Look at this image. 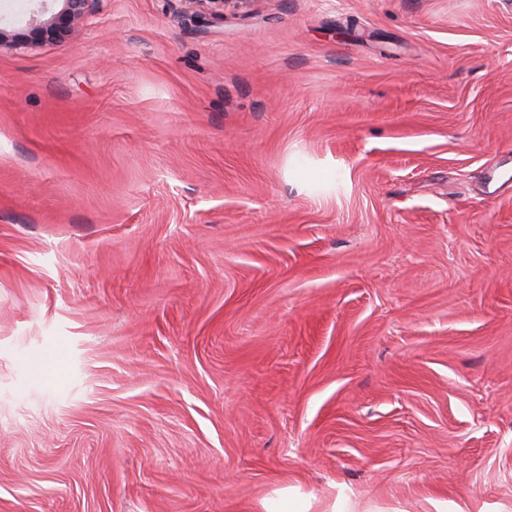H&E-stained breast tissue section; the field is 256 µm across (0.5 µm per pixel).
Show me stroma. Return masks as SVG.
Instances as JSON below:
<instances>
[{
  "label": "stroma",
  "mask_w": 512,
  "mask_h": 512,
  "mask_svg": "<svg viewBox=\"0 0 512 512\" xmlns=\"http://www.w3.org/2000/svg\"><path fill=\"white\" fill-rule=\"evenodd\" d=\"M512 512V0H102L0 50V512ZM255 0H168L183 14H193L197 17H209L212 22H224V12L227 8L238 9Z\"/></svg>",
  "instance_id": "stroma-1"
}]
</instances>
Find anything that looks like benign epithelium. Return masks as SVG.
Listing matches in <instances>:
<instances>
[{"label": "benign epithelium", "instance_id": "7a95c632", "mask_svg": "<svg viewBox=\"0 0 512 512\" xmlns=\"http://www.w3.org/2000/svg\"><path fill=\"white\" fill-rule=\"evenodd\" d=\"M60 9L46 14L34 13L28 21V32L0 25V48H13L33 42H57L74 34L81 23L98 7L101 0H57ZM184 14L223 21L228 8L238 9L253 0H168Z\"/></svg>", "mask_w": 512, "mask_h": 512}]
</instances>
